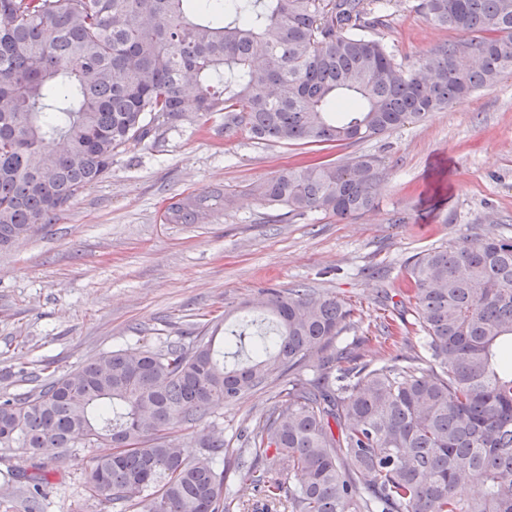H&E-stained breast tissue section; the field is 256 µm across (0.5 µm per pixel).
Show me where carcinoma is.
<instances>
[{"label":"carcinoma","instance_id":"carcinoma-1","mask_svg":"<svg viewBox=\"0 0 512 512\" xmlns=\"http://www.w3.org/2000/svg\"><path fill=\"white\" fill-rule=\"evenodd\" d=\"M378 0H0V248L64 212L131 145L190 118L283 144L356 143L493 88L512 72V0H418L460 40L412 67L374 37ZM384 169L360 156L283 168L257 188L286 215L354 219ZM221 195L166 207L196 224ZM427 351L345 367L355 310L262 288L217 349L208 327L158 350H112L0 397V447L31 453L26 512L61 448L91 458L88 496L143 512H248L224 499V437L187 460L176 425L273 378L287 399L247 430L267 468L261 512H512V237L424 249L404 264ZM310 368L314 383L294 371Z\"/></svg>","mask_w":512,"mask_h":512}]
</instances>
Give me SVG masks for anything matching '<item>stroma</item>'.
<instances>
[{
  "mask_svg": "<svg viewBox=\"0 0 512 512\" xmlns=\"http://www.w3.org/2000/svg\"><path fill=\"white\" fill-rule=\"evenodd\" d=\"M416 0H386L377 37L412 65L454 42V31L428 22ZM379 159V205L354 220L321 212L272 221L258 185L283 168ZM223 193L224 206L196 224H167L166 206ZM512 237V74L422 120L351 144L290 145L224 131L216 114L168 130L152 148L117 155L110 173L71 206L0 250V395L31 389L18 368L62 374L114 349H157L224 313L258 288H305L355 310L356 329L341 340L357 364L419 352L382 340V316L403 312L402 265L441 244L456 247ZM287 378L218 404L202 421L176 426L186 459L200 438L224 436L228 499L256 501L248 475L259 459L244 430L284 402ZM95 451H58L41 512H123L88 500L83 478ZM28 453L0 448V512H24L11 473Z\"/></svg>",
  "mask_w": 512,
  "mask_h": 512,
  "instance_id": "obj_1",
  "label": "stroma"
}]
</instances>
